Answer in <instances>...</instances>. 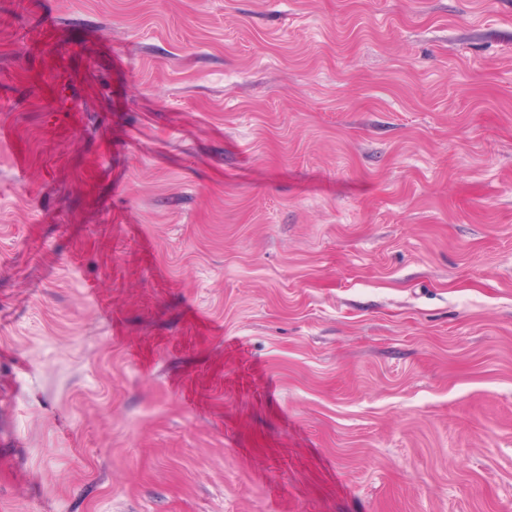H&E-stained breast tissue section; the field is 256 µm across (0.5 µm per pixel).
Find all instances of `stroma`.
Returning a JSON list of instances; mask_svg holds the SVG:
<instances>
[{
  "label": "stroma",
  "mask_w": 512,
  "mask_h": 512,
  "mask_svg": "<svg viewBox=\"0 0 512 512\" xmlns=\"http://www.w3.org/2000/svg\"><path fill=\"white\" fill-rule=\"evenodd\" d=\"M0 122V512H512V0H0Z\"/></svg>",
  "instance_id": "1"
}]
</instances>
